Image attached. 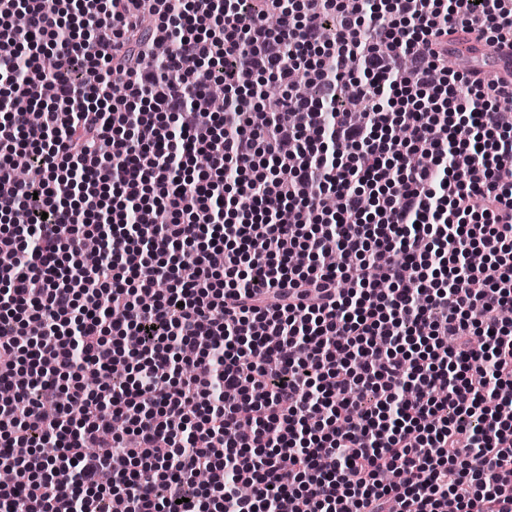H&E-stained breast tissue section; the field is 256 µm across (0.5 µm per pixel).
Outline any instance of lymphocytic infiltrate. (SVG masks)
Segmentation results:
<instances>
[{"mask_svg":"<svg viewBox=\"0 0 512 512\" xmlns=\"http://www.w3.org/2000/svg\"><path fill=\"white\" fill-rule=\"evenodd\" d=\"M265 3L0 0V512H512V0ZM469 43L475 49L476 59L470 69L471 77L498 75L507 81L512 78V44L490 45L476 34H469Z\"/></svg>","mask_w":512,"mask_h":512,"instance_id":"f902f5d3","label":"lymphocytic infiltrate"}]
</instances>
